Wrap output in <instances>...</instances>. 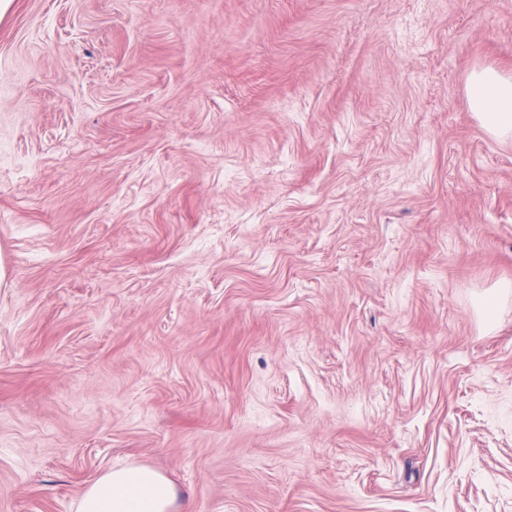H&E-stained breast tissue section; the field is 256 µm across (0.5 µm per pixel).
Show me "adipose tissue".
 Instances as JSON below:
<instances>
[{
    "label": "adipose tissue",
    "instance_id": "1",
    "mask_svg": "<svg viewBox=\"0 0 512 512\" xmlns=\"http://www.w3.org/2000/svg\"><path fill=\"white\" fill-rule=\"evenodd\" d=\"M469 95L483 127L493 136L512 135V79L484 69L469 80ZM174 484L149 467L126 465L107 471L82 495L78 512H173Z\"/></svg>",
    "mask_w": 512,
    "mask_h": 512
}]
</instances>
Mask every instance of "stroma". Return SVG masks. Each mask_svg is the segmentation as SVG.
<instances>
[{"label":"stroma","mask_w":512,"mask_h":512,"mask_svg":"<svg viewBox=\"0 0 512 512\" xmlns=\"http://www.w3.org/2000/svg\"><path fill=\"white\" fill-rule=\"evenodd\" d=\"M512 0H11L0 512H512ZM475 114L493 136L512 134V79L490 69L476 71L468 85ZM174 484L149 467L126 465L107 471L82 495L78 512H171Z\"/></svg>","instance_id":"obj_1"}]
</instances>
